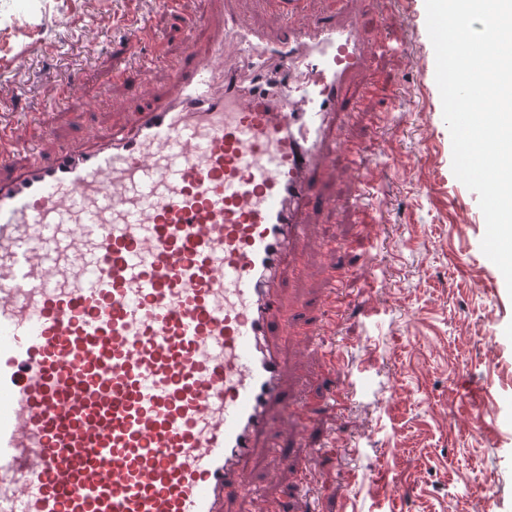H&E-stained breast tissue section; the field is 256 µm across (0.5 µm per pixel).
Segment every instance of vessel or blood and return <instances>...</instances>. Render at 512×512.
<instances>
[{
	"label": "vessel or blood",
	"instance_id": "vessel-or-blood-1",
	"mask_svg": "<svg viewBox=\"0 0 512 512\" xmlns=\"http://www.w3.org/2000/svg\"><path fill=\"white\" fill-rule=\"evenodd\" d=\"M169 96L135 127L47 156L0 126V512H224L279 415L304 421L284 337L335 332L289 314L281 266L307 275L303 208L323 203L349 81L399 48L351 11L265 38L215 11ZM26 152L23 171L13 169Z\"/></svg>",
	"mask_w": 512,
	"mask_h": 512
}]
</instances>
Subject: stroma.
<instances>
[{"label": "stroma", "mask_w": 512, "mask_h": 512, "mask_svg": "<svg viewBox=\"0 0 512 512\" xmlns=\"http://www.w3.org/2000/svg\"><path fill=\"white\" fill-rule=\"evenodd\" d=\"M359 22L397 32L407 51L374 57L350 82L364 97L350 137L366 142L378 185L372 202L343 159L327 168L328 206L305 211L308 276L286 293L309 320L322 318L326 242H346L351 311L326 346L348 344L332 373L305 337L283 338L286 380L318 409L307 429L277 418L288 444L281 459L264 453L244 468L247 492L229 512H265V500L296 496L295 512H512V295L486 264V223L477 193L452 171V144L435 81L425 0H347ZM146 25L154 57L141 70L125 52L130 23ZM185 54L178 17L150 0H0V125L13 126L46 151L135 124L141 108L165 97ZM125 71L113 81L111 70ZM72 82L59 105L44 98L48 80ZM413 96L415 106L405 103ZM373 287L383 312L365 318L359 291ZM368 381L344 416L323 392L327 379ZM337 447H326L332 435ZM321 447L319 456L309 451ZM308 464L297 495L295 463Z\"/></svg>", "instance_id": "obj_1"}]
</instances>
